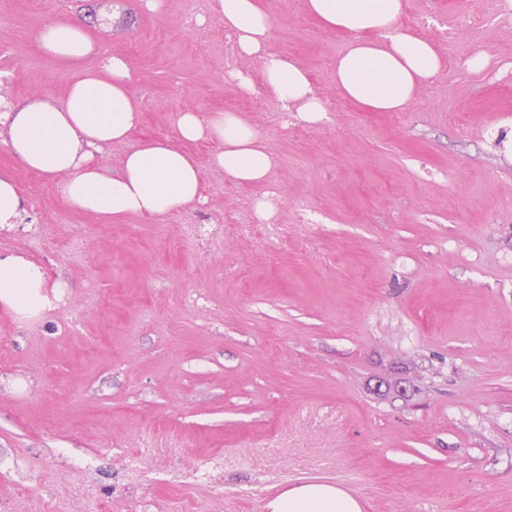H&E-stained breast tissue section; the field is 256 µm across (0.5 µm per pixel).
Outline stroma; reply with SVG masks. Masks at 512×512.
<instances>
[{
    "mask_svg": "<svg viewBox=\"0 0 512 512\" xmlns=\"http://www.w3.org/2000/svg\"><path fill=\"white\" fill-rule=\"evenodd\" d=\"M100 2L0 6V94L58 101L98 68L45 57L36 37ZM267 3L272 51L308 71L331 123L275 124L261 86L242 104L224 79V20L205 5L112 0L126 24L88 33L128 57L142 107L104 164L172 136L177 113L240 112L276 157L287 239L240 233L262 188L211 167L212 143L191 147L204 204L109 222L0 143V171L36 218L0 231V255L39 259L81 307L73 323L68 306L21 320L0 305V512L64 507L88 484L111 489L103 512H269L308 482L341 486L361 512H512V155L487 134L512 131V77L494 86L462 65L476 50L512 62L500 0H404L413 32L482 21L437 39V79L400 112L340 96L331 65L345 38L304 0ZM219 452L206 485L185 479Z\"/></svg>",
    "mask_w": 512,
    "mask_h": 512,
    "instance_id": "obj_1",
    "label": "stroma"
}]
</instances>
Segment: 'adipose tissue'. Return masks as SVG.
<instances>
[{"instance_id":"1","label":"adipose tissue","mask_w":512,"mask_h":512,"mask_svg":"<svg viewBox=\"0 0 512 512\" xmlns=\"http://www.w3.org/2000/svg\"><path fill=\"white\" fill-rule=\"evenodd\" d=\"M305 9L321 27L345 35L331 77L337 91L362 109L401 111L439 72L434 43L400 24L404 0H305ZM212 10L223 18L239 54L259 62L266 89L291 117L311 125L326 120L327 104L306 69L271 50L273 19L262 0H213ZM37 45L44 56L74 64L92 54L101 57L99 68L81 73L61 101L13 103L0 112V143L31 172L64 176L62 193L74 208L104 220L196 208L203 198L201 167L188 147L202 140L214 143L209 163L226 177L240 184L266 181L273 157L257 129L236 112L178 113L173 137L143 141L125 154L118 171L100 165L99 154L126 142L141 123L142 111L128 91L130 62L95 45L81 17L48 23ZM29 220L19 185L0 174V230ZM48 286L36 263L0 257V304L15 314L51 307ZM269 509L360 512L352 497L321 483L287 491Z\"/></svg>"}]
</instances>
